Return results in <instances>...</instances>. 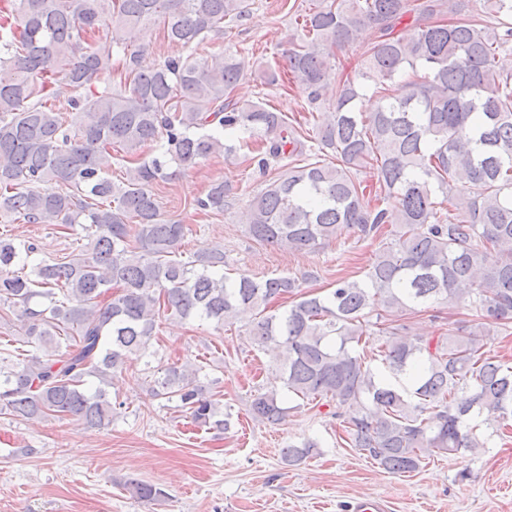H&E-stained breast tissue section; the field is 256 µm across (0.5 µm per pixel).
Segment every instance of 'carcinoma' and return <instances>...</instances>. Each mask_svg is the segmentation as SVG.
<instances>
[{
  "label": "carcinoma",
  "instance_id": "obj_1",
  "mask_svg": "<svg viewBox=\"0 0 512 512\" xmlns=\"http://www.w3.org/2000/svg\"><path fill=\"white\" fill-rule=\"evenodd\" d=\"M484 2L494 29L464 15V0H309L299 42L258 71L267 85L286 75L304 86L312 105L328 102L309 146L288 117L236 97L242 53L149 68L133 48L156 21L183 48L221 35L246 15L247 0H0V66L12 71L0 81V214L79 224L86 238L81 253L50 263L34 258L35 243L0 237V306L16 312L29 347L10 364L0 356V414L112 424L123 406L109 395L112 377L142 355L168 312L244 322L288 396L335 404L353 446L390 473L418 470L427 454L485 447L472 422L512 419V363L488 350L512 323V68L502 57L512 0ZM368 29L360 66L335 81V51ZM60 79L75 92L70 122L50 102ZM369 90L377 106L360 112ZM221 131L260 142L251 162L264 172L286 163L242 212L249 236L302 251L355 229L381 239L364 279L299 297L288 276L226 275L220 248L182 259L187 225L162 217L152 185L166 177V157L180 166L231 157ZM153 143L162 157L141 158ZM116 147L131 164L120 185L108 177ZM330 153L337 164L325 162ZM367 167L379 183L373 201L358 179ZM227 193L215 183L194 206L220 213ZM445 303L475 311V329L434 342L406 325L381 328L379 368L355 351L367 343L366 319ZM201 371L170 366L148 392L177 399L198 427L224 430ZM459 391L466 397L456 402ZM288 411L276 388L250 403L254 419L273 425ZM318 451L306 439L282 459L295 466ZM126 489L148 502L164 496L141 481Z\"/></svg>",
  "mask_w": 512,
  "mask_h": 512
}]
</instances>
